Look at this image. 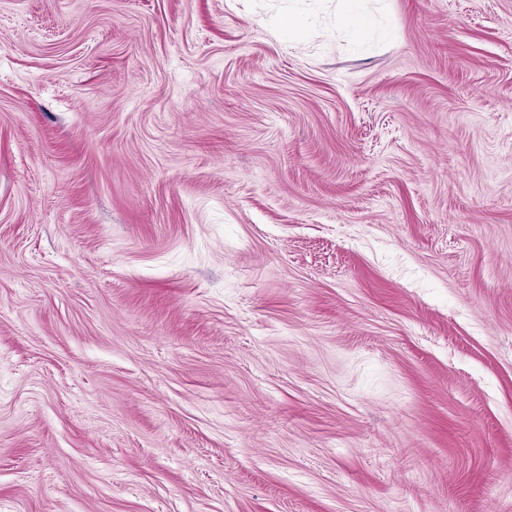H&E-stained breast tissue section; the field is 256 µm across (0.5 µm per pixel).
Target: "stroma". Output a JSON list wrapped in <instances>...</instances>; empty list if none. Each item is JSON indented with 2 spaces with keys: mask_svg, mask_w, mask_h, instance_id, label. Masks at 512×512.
I'll return each instance as SVG.
<instances>
[{
  "mask_svg": "<svg viewBox=\"0 0 512 512\" xmlns=\"http://www.w3.org/2000/svg\"><path fill=\"white\" fill-rule=\"evenodd\" d=\"M0 0V512H512V0Z\"/></svg>",
  "mask_w": 512,
  "mask_h": 512,
  "instance_id": "stroma-1",
  "label": "stroma"
}]
</instances>
